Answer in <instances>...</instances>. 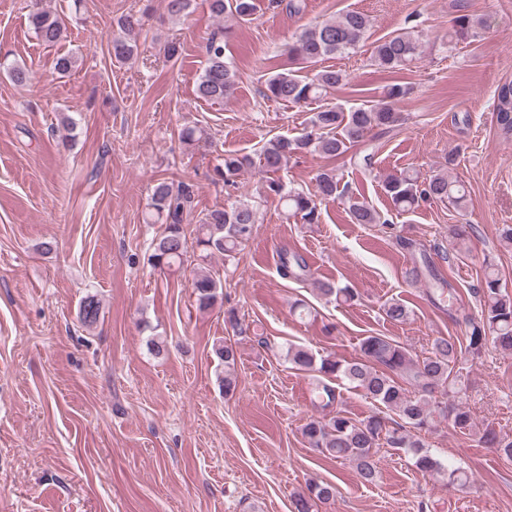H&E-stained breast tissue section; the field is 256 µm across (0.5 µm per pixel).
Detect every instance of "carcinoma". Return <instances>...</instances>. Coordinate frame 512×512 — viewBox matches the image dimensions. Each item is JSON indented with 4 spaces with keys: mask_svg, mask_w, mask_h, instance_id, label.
Masks as SVG:
<instances>
[{
    "mask_svg": "<svg viewBox=\"0 0 512 512\" xmlns=\"http://www.w3.org/2000/svg\"><path fill=\"white\" fill-rule=\"evenodd\" d=\"M208 7L219 20L228 16L244 21L252 15L254 4L253 0H208ZM456 8L457 15L448 33L450 43L466 41L481 28V21L469 14L463 4H457ZM29 22L36 37L47 46H54L66 37L64 20L52 10H34ZM118 26L122 35L112 40V54L118 61H127L137 51L135 35L141 27V18L128 13L120 17ZM370 27L367 15L348 10L335 20L304 28L288 46V59L294 67L270 75L263 95L269 100L301 105L344 85L348 75L341 69L327 67L311 78L299 75V71L326 57L354 51ZM226 33L228 30L219 29L207 39V62L198 78L199 96L213 104L229 98L238 80L237 70L224 59ZM421 53V44L413 31L404 28L376 42L370 61L383 71L395 73L405 69ZM5 71L17 85L30 81V70L24 64L11 63L5 66ZM408 94L410 87L394 84L384 99L370 105L362 104L347 111L338 105H327L310 118L309 132L293 138L277 136L266 142L258 155L259 165L269 173H277L293 156L304 152L337 159L371 131L391 132L398 127L401 116L395 103ZM494 114L499 137L511 139L512 80L496 87ZM453 163L454 158H448V167L423 180L408 173L390 175L384 180V191L393 207L401 212L411 211L419 202L427 200H446L463 211L467 209V194L460 181L451 175ZM251 165L253 159L248 155L227 154L224 166L217 172L224 184L231 186L238 174ZM315 181L314 195L287 190L276 180L270 181L267 188L279 196L287 213L300 216L305 224H316L320 216L317 198H342L345 193L338 191L339 180L332 168L321 170ZM192 194L191 187L181 182L164 180L153 187L150 217L164 224V229L151 243L150 261L162 271L181 268L187 261L189 249L183 216L192 207ZM347 203L353 223H381L380 213L366 203L352 197L347 198ZM257 213L256 205L248 200L208 212L198 227L196 246L206 253H221L228 261L234 259L236 252L252 237L258 223ZM279 269L283 277L299 280L305 276L306 264L298 256L283 255ZM192 288L199 307L210 308L220 299L224 285L210 274H200L192 281ZM478 293L481 312L465 319L463 336L437 339L431 354L422 359L413 358L400 343L375 335L365 337L360 344L361 355L350 360L341 361L333 356L318 360L302 347L288 349V360L296 369L315 371L323 377L316 387L323 407L336 404L338 394L330 382L340 379L397 415L391 419L374 413L356 421L338 410L328 419H313L305 425L304 435L310 445L329 459L353 463L360 480L366 484L376 481L378 454L384 449L404 453L426 475L441 477L450 485L466 484L465 469L438 458L425 446L424 436L438 418L450 421L453 428L463 433L473 430L471 413L463 401L448 407L436 399L438 393L459 395L466 389L460 375L454 372L464 355L478 356L490 342L504 351H512V300L501 295L500 278L490 266L485 269ZM383 311L394 322H404L409 317L408 308L394 299L384 304ZM100 312L98 299L86 296L80 305L82 324L93 326ZM479 442L507 458L512 457V441L500 439L489 425L482 430ZM335 495V485L311 482L306 491L294 496V512H312L314 503L328 501Z\"/></svg>",
    "mask_w": 512,
    "mask_h": 512,
    "instance_id": "cac0c4a2",
    "label": "carcinoma"
}]
</instances>
